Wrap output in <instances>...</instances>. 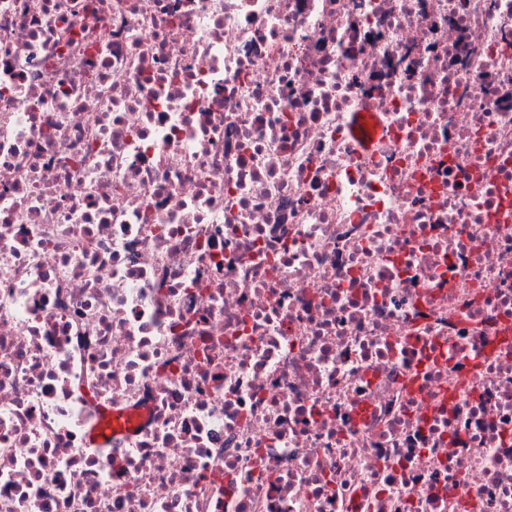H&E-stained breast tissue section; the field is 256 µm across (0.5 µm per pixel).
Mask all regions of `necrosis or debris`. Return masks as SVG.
<instances>
[{"mask_svg": "<svg viewBox=\"0 0 512 512\" xmlns=\"http://www.w3.org/2000/svg\"><path fill=\"white\" fill-rule=\"evenodd\" d=\"M510 42L0 0V512H512Z\"/></svg>", "mask_w": 512, "mask_h": 512, "instance_id": "necrosis-or-debris-1", "label": "necrosis or debris"}]
</instances>
